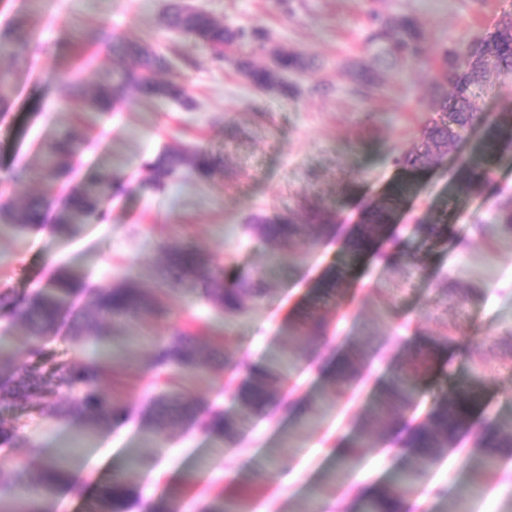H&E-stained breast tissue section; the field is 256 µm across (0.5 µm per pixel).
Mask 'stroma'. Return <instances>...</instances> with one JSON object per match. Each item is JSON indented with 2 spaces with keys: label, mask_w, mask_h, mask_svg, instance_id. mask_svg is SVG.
Returning a JSON list of instances; mask_svg holds the SVG:
<instances>
[{
  "label": "stroma",
  "mask_w": 512,
  "mask_h": 512,
  "mask_svg": "<svg viewBox=\"0 0 512 512\" xmlns=\"http://www.w3.org/2000/svg\"><path fill=\"white\" fill-rule=\"evenodd\" d=\"M219 22L265 32L255 58L268 62L273 48L315 58L316 69L290 76L292 95L261 91L228 61L160 24L164 0H0V28H34L49 53L29 64L0 55V72L11 74L8 106L0 112V203L25 207L49 197L43 224L0 236V294L20 302L39 291L61 266L81 272L102 288L130 278L166 309L162 318L127 321L119 332L126 351L125 378L117 395L127 408L121 424L102 426L84 448L78 472L83 496L61 491L56 512H88L87 503L130 452L153 456V464L129 473L133 497L149 501L167 492L183 498V512H200L213 501L248 498V512H305L311 500L351 505L389 481L401 436L396 425L422 423L435 402L468 389L481 401L460 448L447 449L410 494V512H507L512 507V455L473 484L465 456L493 422L512 419V228L493 223L496 200L512 197V152L491 167L481 193L455 192L453 177L469 157L468 135L416 182L394 223L374 242L373 253L352 262L347 245L365 212L401 174L394 155L412 147L431 113L430 80L443 52H462L491 31L512 0H192ZM417 18L428 32L423 65L384 76L378 92L353 94L349 71L368 61L367 12ZM111 25L134 40L148 41L169 62L158 77L184 85L193 109L131 96L111 114L89 112L84 102L51 80L52 72L77 66L74 34ZM72 130L79 151L66 174L46 190L36 177L43 142ZM207 152L216 162L209 180L182 168L144 190L146 163L169 149ZM32 170L16 183L13 169ZM116 178L101 201L105 221L81 226L76 235L54 233L52 221L66 198L100 175ZM333 211L330 235L299 232L290 246L243 233L252 216L307 222L309 209ZM447 217L446 234L415 230ZM192 248L213 259L227 279L263 280L264 293L245 313L225 318L205 303L198 283L163 280L159 270L169 252ZM353 263L349 276L328 297L317 285L333 267ZM477 292L461 301L456 287ZM331 325L317 346L294 340L288 327L311 309ZM89 293H75L61 315L47 364L90 359L69 340L73 321L92 313ZM179 329L208 342L213 376L189 388L201 413L235 417V393L252 368L300 357L277 387L290 402L307 405L303 418L278 410L239 427L225 447L197 427L167 429L149 441L143 419L151 399L174 388L170 365L160 363L161 341ZM434 355L419 383L415 406L385 420L386 437L342 468L337 448L348 447L374 415L380 386L423 353ZM349 358L357 380L334 396L328 370ZM31 447L0 449V469L24 456L39 469L69 447L74 427L31 410L20 417Z\"/></svg>",
  "instance_id": "obj_1"
}]
</instances>
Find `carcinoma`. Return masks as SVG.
I'll use <instances>...</instances> for the list:
<instances>
[{
    "label": "carcinoma",
    "mask_w": 512,
    "mask_h": 512,
    "mask_svg": "<svg viewBox=\"0 0 512 512\" xmlns=\"http://www.w3.org/2000/svg\"><path fill=\"white\" fill-rule=\"evenodd\" d=\"M161 24L176 31L186 39L200 43L212 50L216 59L224 60V49L237 51L234 63L237 69L256 88L263 91L278 90L287 94L294 86L286 80L290 73H301L314 62L291 50L281 49L270 63L261 65L246 47L262 44L267 35L257 30H247L228 23H219L207 13H200L186 20L180 0H167ZM370 32L367 51L371 64H360L353 70L351 79L358 91L369 94L380 85L381 73L393 67L415 68L425 60L426 31L412 16L386 15L375 9L368 13ZM79 43L102 46L112 57L110 77L87 85L69 70L56 71L52 77L83 99L87 107L98 113L112 111L114 106L130 94L144 100L168 99L190 107V100L183 85L162 82L157 74L166 64L152 45L133 41L108 28L93 33H81ZM43 50L34 32L20 26L0 31V55L17 63L27 61ZM512 71V14L505 13L480 40L470 44L463 53L443 55L442 66L434 78L433 113L422 127L412 148L394 158L403 174L416 178L425 172L440 156L446 154L462 135L470 131L477 121L476 101L494 87L493 76ZM77 150V139L66 132L49 141L42 148L40 178L48 185L55 182L70 166ZM512 150V106L508 105L488 123L475 145L473 155L462 161L454 177L458 193L469 195L482 192L488 184L489 166L504 152ZM188 166L200 179L210 177L214 161L197 150H172L155 163L147 165L146 181L168 177ZM112 174H104L88 191L72 195L67 205L55 216L57 233L68 235L83 224L104 218L100 209L102 198L112 193ZM409 191L407 182L394 183L387 194L367 212L365 227L359 239L353 242L351 257L357 260L380 236L383 226L390 223ZM40 220V210L29 206L21 211L11 203L0 204V232H20ZM309 220L320 235L330 233L333 216L329 212L311 213ZM247 229L258 236L287 246L298 235L299 228L293 221L256 217ZM166 271L181 278L204 281L207 300L224 314L234 316L245 311L250 298L262 293L263 287L246 278L227 284L221 268L199 252L179 250L170 254ZM79 286V281L66 268L61 267L40 291L29 299L16 303L5 295L0 296V314L7 318V325L21 323L27 330L28 350L33 356L46 353V342L66 308L68 297ZM94 311L79 326L70 330V341L80 347L92 345L98 354L112 355V342L119 327L130 317H153L160 314L149 295L136 283L123 280L110 288L90 290ZM329 322L323 316L308 315L292 326L294 338H324ZM14 350L11 337L0 334V404L12 408H26L35 397L62 395L65 401H52L40 407L42 415L55 419H69L80 433H87L125 416L121 402L112 397L104 387L108 380L117 381L119 372L97 358L85 363L63 364L45 372L37 366H13ZM165 359L177 369L180 376H206L210 374L208 345L192 338L186 331H177L166 343ZM426 370L415 368L388 382L379 393L376 406L385 416H395L409 409L415 399L418 384ZM281 368L267 365L252 372L247 385L236 398L239 419L231 420L222 413L208 418L199 417L197 402L186 392L165 393L155 398L171 421H188L199 424L209 436L230 439L237 433L239 420L248 419L275 403L283 412L290 404L276 397L274 385L281 382ZM478 396L460 392L453 400L442 399L436 403L426 420L417 426L403 443L409 462L398 468L390 483L383 486L362 504V512H399L407 489L416 483L439 460L447 448L458 446L461 437L471 425L470 412ZM383 435V428L370 421L359 431L356 439L338 463L346 466L364 448L373 445L374 435ZM31 445V436L19 421L0 419V447L24 448ZM512 448V421L496 422L483 435L482 455L475 460L474 480L489 475L500 459ZM71 467L51 459L36 472L28 462L15 461L7 470H0V512H8L6 498H16L30 485L40 488L41 501L29 512H53V499L57 489L66 486ZM133 507L126 476H116L96 498L95 512H129ZM147 512H181V505L174 497L159 498L147 506ZM203 512H247V505L232 500L208 504Z\"/></svg>",
    "instance_id": "cac0c4a2"
}]
</instances>
